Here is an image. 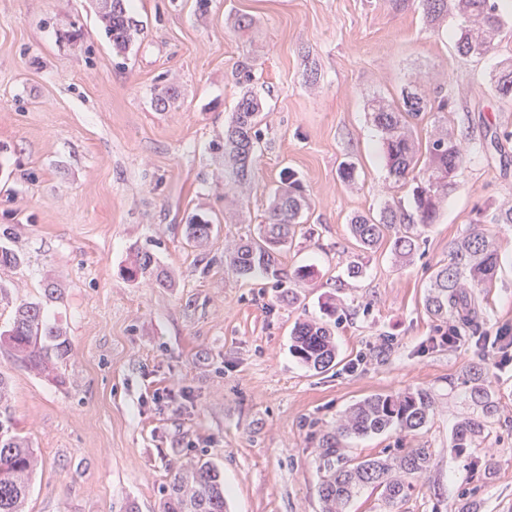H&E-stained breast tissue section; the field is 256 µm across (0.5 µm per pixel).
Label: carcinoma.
<instances>
[{
	"label": "carcinoma",
	"mask_w": 512,
	"mask_h": 512,
	"mask_svg": "<svg viewBox=\"0 0 512 512\" xmlns=\"http://www.w3.org/2000/svg\"><path fill=\"white\" fill-rule=\"evenodd\" d=\"M126 0H112V9L101 14L104 35L117 52L127 50L137 24L127 15ZM426 19L435 23L453 14L458 25L453 47L463 57H479L493 51L501 40L506 22L496 0H419ZM492 87L504 99H512V63L492 76ZM431 111L420 80L401 92L400 102L377 101L373 121L384 133V150L390 175L395 182H412L411 209L389 203L379 219L357 216L350 231L365 249L377 247L392 234L391 251L401 261L411 260L418 248L421 229L436 222L443 199L459 185L469 163V152L451 129L441 130L420 142L412 121ZM260 104L251 91L237 101L231 122L224 131V153L230 160V175L245 186L250 183L260 151L258 125ZM306 206L304 187L297 174H283L274 191L273 205L262 234L257 240L238 243L224 251L225 262L242 278L260 276L272 282L279 298L298 300L296 288L313 279L314 269L302 265L288 272L280 257L295 236ZM213 225L193 220L186 225L189 240L201 244L211 237ZM8 230L0 232V266L20 265L22 256L7 241ZM448 264L430 277L425 296L427 311L453 320L448 336L469 333L478 323L485 306L484 289L491 287L499 266L498 249L490 236L475 227L448 244ZM157 261L146 248H137L126 267L127 279L155 277L165 287L168 276L155 273ZM291 351L304 365L323 372L336 360V345L324 320L295 323ZM0 345L10 351L22 367L54 381L59 380L58 364L71 352L62 328L46 318L40 302L15 306L11 321L0 328ZM472 402L482 407V415L462 420L454 433V447H474L486 430L491 413L488 392L483 385L471 388ZM434 412V401L425 389H408L395 394H372L351 408L322 435L317 456L321 473L319 498L321 512H342V507L366 487L380 491L384 505L406 501L413 480L430 468L428 448H398L392 455L369 459L351 458L345 442L393 431L413 435L427 426ZM40 460L28 440L16 432L12 422L8 383L0 375V512H25L31 482ZM164 512H224V481L220 471L208 461L176 470L166 491Z\"/></svg>",
	"instance_id": "obj_1"
}]
</instances>
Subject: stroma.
<instances>
[{
	"label": "stroma",
	"mask_w": 512,
	"mask_h": 512,
	"mask_svg": "<svg viewBox=\"0 0 512 512\" xmlns=\"http://www.w3.org/2000/svg\"><path fill=\"white\" fill-rule=\"evenodd\" d=\"M138 21L124 54L101 38L97 0H0V230L25 261L0 267L15 303L45 302L71 342L61 382L15 364L0 348L17 431L42 459L27 512H161L173 471L203 458L224 476L225 512H320L319 438L366 396L429 390L435 413L406 438H354L347 454L381 457L427 448L399 512H512V363L486 337L512 330V224H490L501 263L479 336L442 343L449 320L424 295L449 242L478 210L512 206V137L475 150L486 132L512 134V105L490 78L512 59V33L474 61L457 55L455 19L439 30L418 0H127ZM252 25L238 29V17ZM82 46L62 41L71 22ZM250 58L262 105V153L239 188L224 172V130ZM420 78L432 104L453 103L472 159L409 262L382 244L358 247L353 216L410 204L395 185L372 104L393 103ZM175 88V104L158 98ZM353 161L352 182L337 174ZM307 207L281 265L316 277L281 302L263 279L238 277L224 249L256 237L285 171ZM214 226L189 242L191 218ZM146 247L171 277L162 288L126 278L131 248ZM355 261L360 279L347 278ZM57 297L46 301L47 286ZM335 300L336 364L318 373L291 351L296 321ZM494 414L475 446L453 431L476 414L474 384ZM480 473H472L471 462Z\"/></svg>",
	"instance_id": "35a3bbf8"
}]
</instances>
